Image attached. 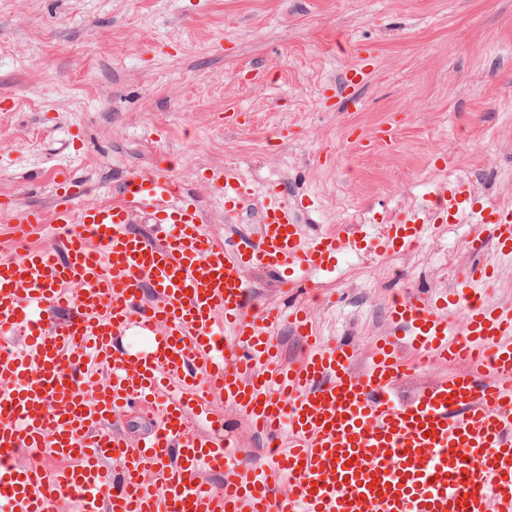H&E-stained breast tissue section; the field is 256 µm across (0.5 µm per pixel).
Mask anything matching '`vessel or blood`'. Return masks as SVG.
I'll list each match as a JSON object with an SVG mask.
<instances>
[{
    "label": "vessel or blood",
    "instance_id": "1",
    "mask_svg": "<svg viewBox=\"0 0 512 512\" xmlns=\"http://www.w3.org/2000/svg\"><path fill=\"white\" fill-rule=\"evenodd\" d=\"M206 179L227 218L247 208L236 167ZM84 190L59 173L50 212L28 208L9 228L59 247L0 258V512H512V307L487 299L493 263L447 291L393 298L359 373L353 342L324 340L307 307L256 304L245 277L270 271L291 288L348 253L406 251L468 212L512 258V207L456 180L426 218L322 233L271 191L258 232L222 242L168 161L129 172L120 202L77 206ZM138 211L149 233L133 229ZM283 325L304 343L288 364ZM129 334L143 345L121 347ZM432 361L456 370L396 401L394 384ZM217 395L265 435L261 460L212 418ZM140 404L160 413L152 434L133 445L106 431Z\"/></svg>",
    "mask_w": 512,
    "mask_h": 512
}]
</instances>
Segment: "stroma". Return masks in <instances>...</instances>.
Listing matches in <instances>:
<instances>
[{
	"label": "stroma",
	"mask_w": 512,
	"mask_h": 512,
	"mask_svg": "<svg viewBox=\"0 0 512 512\" xmlns=\"http://www.w3.org/2000/svg\"><path fill=\"white\" fill-rule=\"evenodd\" d=\"M359 68L361 109L337 106ZM391 120L393 151L354 144ZM165 157L219 239L252 229L225 220L201 177L228 165L255 190L249 215L274 186L322 231L407 215L451 176L512 202V0H0V197L48 208L66 171L87 186L82 203L110 202L126 171ZM486 233L469 216L404 253L305 274L290 293L256 272L255 297L309 304L322 336L356 343L360 370L393 294L448 290L493 260L489 298L512 305V261L472 248ZM213 406L262 459L265 437Z\"/></svg>",
	"instance_id": "1"
}]
</instances>
